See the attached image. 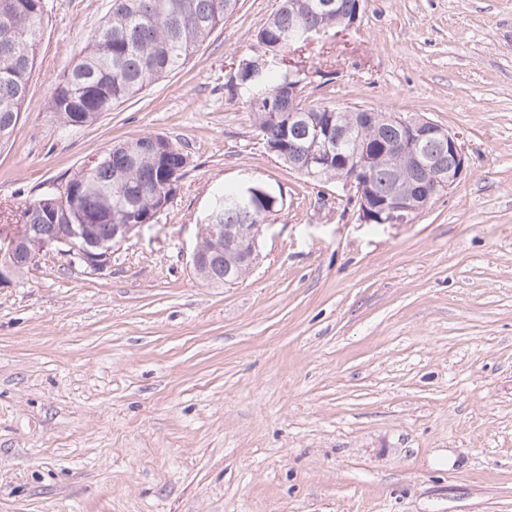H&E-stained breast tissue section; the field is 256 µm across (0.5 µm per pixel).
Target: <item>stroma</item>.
I'll return each instance as SVG.
<instances>
[{"label": "stroma", "mask_w": 512, "mask_h": 512, "mask_svg": "<svg viewBox=\"0 0 512 512\" xmlns=\"http://www.w3.org/2000/svg\"><path fill=\"white\" fill-rule=\"evenodd\" d=\"M45 3L0 228L129 138L191 165L102 275L50 253L0 288V512H512V0H363L304 53L305 104L459 134L463 175L408 224L363 223L353 191L285 167L225 91L280 0H240L82 127L48 106L110 0ZM247 183L285 205L245 279L205 284L212 196Z\"/></svg>", "instance_id": "obj_1"}]
</instances>
